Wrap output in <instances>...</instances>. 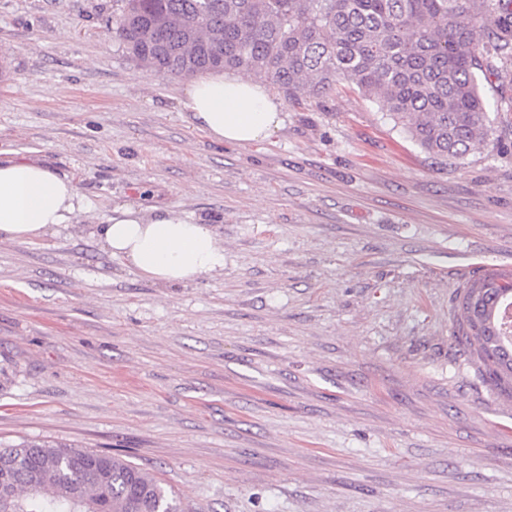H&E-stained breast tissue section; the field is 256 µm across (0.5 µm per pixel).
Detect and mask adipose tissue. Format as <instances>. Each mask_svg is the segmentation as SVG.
<instances>
[{
    "label": "adipose tissue",
    "instance_id": "1",
    "mask_svg": "<svg viewBox=\"0 0 512 512\" xmlns=\"http://www.w3.org/2000/svg\"><path fill=\"white\" fill-rule=\"evenodd\" d=\"M185 107L220 144L269 140L282 123L278 102L258 80L221 71L193 81ZM84 213L72 179L33 161L0 158V241L32 242ZM96 232L107 251L154 284L188 285L224 270L223 241L212 224L189 214L122 205Z\"/></svg>",
    "mask_w": 512,
    "mask_h": 512
}]
</instances>
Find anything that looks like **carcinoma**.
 I'll list each match as a JSON object with an SVG mask.
<instances>
[{"mask_svg": "<svg viewBox=\"0 0 512 512\" xmlns=\"http://www.w3.org/2000/svg\"><path fill=\"white\" fill-rule=\"evenodd\" d=\"M113 36L159 76L222 68L266 78L290 101L344 81L381 102L425 152L463 160L495 145L482 81L512 77V0H115ZM512 271L457 296L456 336L512 394ZM16 476L0 512H185L142 468L45 442L0 445Z\"/></svg>", "mask_w": 512, "mask_h": 512, "instance_id": "carcinoma-1", "label": "carcinoma"}]
</instances>
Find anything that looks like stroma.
Listing matches in <instances>:
<instances>
[{
	"label": "stroma",
	"instance_id": "obj_1",
	"mask_svg": "<svg viewBox=\"0 0 512 512\" xmlns=\"http://www.w3.org/2000/svg\"><path fill=\"white\" fill-rule=\"evenodd\" d=\"M112 4L0 0V150L88 210L0 241V443L119 455L187 512H512V399L455 336L459 290L512 270V81L463 161L343 84L221 145ZM118 204L207 219L223 273L143 280L92 234Z\"/></svg>",
	"mask_w": 512,
	"mask_h": 512
}]
</instances>
